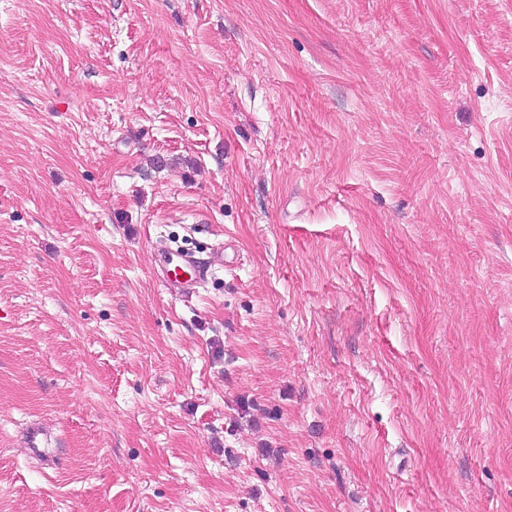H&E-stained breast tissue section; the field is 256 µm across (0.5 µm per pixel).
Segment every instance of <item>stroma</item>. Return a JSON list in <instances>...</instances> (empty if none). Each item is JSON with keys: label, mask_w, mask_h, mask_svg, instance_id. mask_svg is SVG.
I'll list each match as a JSON object with an SVG mask.
<instances>
[{"label": "stroma", "mask_w": 512, "mask_h": 512, "mask_svg": "<svg viewBox=\"0 0 512 512\" xmlns=\"http://www.w3.org/2000/svg\"><path fill=\"white\" fill-rule=\"evenodd\" d=\"M0 512H512V0H0ZM157 261L163 267L169 285L174 288H198L206 282L215 265L224 266V247L220 246L207 262L181 250L161 251ZM23 442L33 458L45 457L50 454V441L47 431L42 425L28 427L23 435Z\"/></svg>", "instance_id": "obj_1"}]
</instances>
